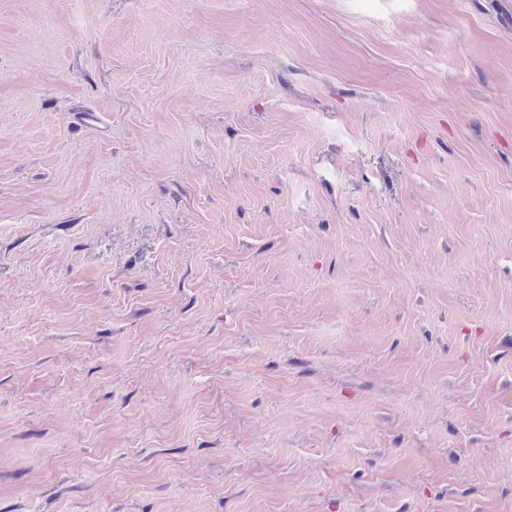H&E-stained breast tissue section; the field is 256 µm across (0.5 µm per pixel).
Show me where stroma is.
<instances>
[{
    "instance_id": "1",
    "label": "stroma",
    "mask_w": 512,
    "mask_h": 512,
    "mask_svg": "<svg viewBox=\"0 0 512 512\" xmlns=\"http://www.w3.org/2000/svg\"><path fill=\"white\" fill-rule=\"evenodd\" d=\"M0 512H512V0H0Z\"/></svg>"
}]
</instances>
